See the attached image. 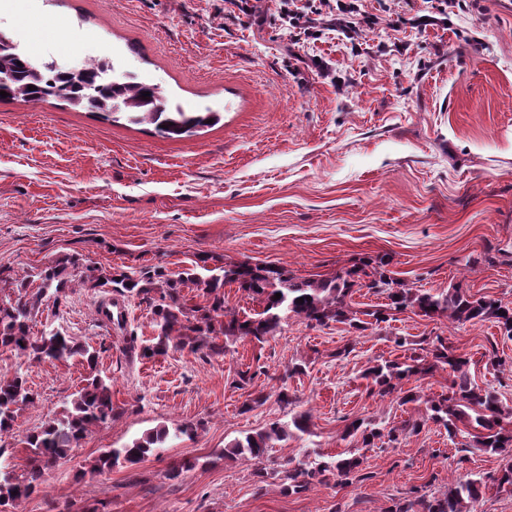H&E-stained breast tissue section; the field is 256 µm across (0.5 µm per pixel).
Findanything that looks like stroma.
<instances>
[{
	"label": "stroma",
	"mask_w": 512,
	"mask_h": 512,
	"mask_svg": "<svg viewBox=\"0 0 512 512\" xmlns=\"http://www.w3.org/2000/svg\"><path fill=\"white\" fill-rule=\"evenodd\" d=\"M471 0L447 25L416 28L428 0H361L348 30L296 34L278 0H14L0 32L35 59L77 66L113 57L119 73L157 85L183 109L219 119L169 138L148 124L112 122L63 102L0 100V276L15 282L58 258L132 272L176 274L200 258L276 265L324 279L361 259L389 258L409 287L462 283L512 304V9ZM379 19L367 26L363 15ZM101 291L76 286L60 309L31 323L78 342L105 343L97 368L112 381V421L93 427L70 458L48 469L19 512H379L412 490L436 493L453 476L483 483L477 512H512L497 478L506 455L461 449L426 421L425 398L447 391L450 370L429 369L444 339L469 374L512 407V338L494 323L391 312L366 330L289 318L261 344L230 343L206 357L126 354L129 335L153 336V307L123 299L121 327L96 320ZM416 360V402L371 392L365 369ZM302 372H295V365ZM256 371L248 389L238 374ZM22 371L35 406L0 439V463L24 473L22 439L83 385L80 358L30 361L0 350V374ZM287 384L294 402L277 400ZM264 404L249 412L248 393ZM308 413L310 432L276 444L263 494L251 462L224 457L234 440ZM362 417L387 426L412 418L396 447L359 448L344 434ZM194 437L176 435L186 423ZM174 431L162 456L89 464L155 429ZM360 452L368 480L282 493L287 461ZM186 459L194 469L166 473Z\"/></svg>",
	"instance_id": "obj_1"
}]
</instances>
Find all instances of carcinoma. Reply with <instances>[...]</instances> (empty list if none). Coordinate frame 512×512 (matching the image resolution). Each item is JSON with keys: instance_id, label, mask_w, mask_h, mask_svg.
<instances>
[{"instance_id": "obj_1", "label": "carcinoma", "mask_w": 512, "mask_h": 512, "mask_svg": "<svg viewBox=\"0 0 512 512\" xmlns=\"http://www.w3.org/2000/svg\"><path fill=\"white\" fill-rule=\"evenodd\" d=\"M101 66L64 73L52 66L38 64L26 54L17 52L9 38L0 32V91L12 99L45 101L61 99L110 118L116 113L128 114L134 123L155 125L166 137H179L193 129L218 120L214 112H188L173 107L153 84L130 76L123 82L105 77ZM35 90H29V87ZM149 93L143 97V93ZM388 262L381 259L372 266L355 264L328 279L299 280L283 267H260L249 263L208 265L188 268L176 275L159 267H145L136 272H104L83 266L80 258L66 256L36 273L40 280L34 291L25 284L0 298V350H9L32 360H63L80 356L89 370L85 385L77 391L71 405L54 418L27 434L23 443L29 448L28 471L17 475L0 468V512H18V506L38 491L44 469L69 456L81 446L90 428L104 424L115 414L112 403L111 380L97 371L98 351L89 343H80L60 330H44L38 337L30 334V322L40 307L52 303L59 308L66 290L79 281L90 288H110L122 296L147 299L154 303L157 335L147 345H137V337L129 336L128 350L139 352L143 358L165 356L172 349L204 356L224 351L219 337L236 341L248 339L258 343L281 333L290 317H299L312 326L323 327L331 322L361 330L366 322L359 315L369 316L379 324L387 320L382 309L362 313L351 308L349 299L353 288H378L386 295L388 306L397 311L411 310L429 319L445 317L453 324L492 320L503 334L512 337V306L500 299L475 298L458 283L448 289L424 290L409 288L404 281L386 273ZM204 273H199V270ZM235 283L238 288L256 296L262 310L247 319L224 307V285ZM195 285L203 292L204 303L188 305L183 288ZM281 294L275 298V294ZM430 367L447 368L453 373L448 392L426 400L427 418L442 424L450 438L461 437L464 446L484 448L491 452H512V430L504 419L512 415L499 400L495 391L483 388L469 375V360L453 353L444 341L431 350ZM419 368L400 361H388L366 369L363 377L371 381V391L378 396L394 397L399 404L417 402L420 396L403 389L404 381L418 373ZM37 396L27 384L24 374L16 371L10 377H0V436L13 431L18 412L33 406ZM418 421H406L401 426L379 427L363 419H354L346 428L350 436L360 438L362 447L375 445L385 439L393 445L400 438L417 432ZM310 433L309 416L300 413L291 422L273 421L266 427L236 439L227 448L228 458L241 457L253 462L254 476L263 483L268 472L263 467L269 448L293 433ZM168 431L157 430L122 448H109L89 466L92 473H104L120 464H137L165 448ZM362 456L326 459L316 454L311 460L300 461L286 468L280 478L282 491L300 494L314 482L336 477V483L349 485L354 480H367L370 473L362 472ZM482 498L479 479H456L441 493L406 496L393 502L381 512H476Z\"/></svg>"}]
</instances>
